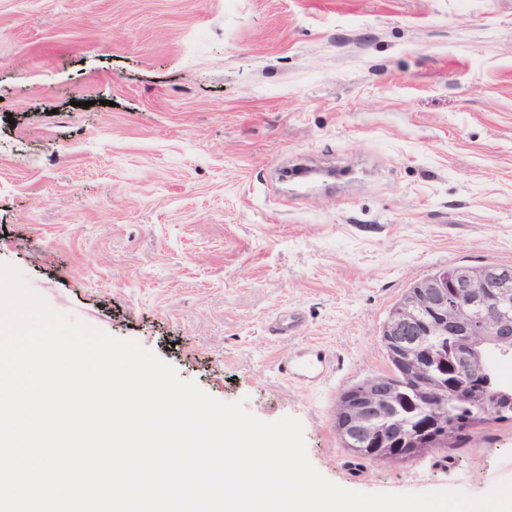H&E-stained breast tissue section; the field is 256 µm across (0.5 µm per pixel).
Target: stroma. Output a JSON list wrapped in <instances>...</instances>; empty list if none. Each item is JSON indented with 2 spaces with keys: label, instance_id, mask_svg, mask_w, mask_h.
I'll return each mask as SVG.
<instances>
[{
  "label": "stroma",
  "instance_id": "obj_1",
  "mask_svg": "<svg viewBox=\"0 0 512 512\" xmlns=\"http://www.w3.org/2000/svg\"><path fill=\"white\" fill-rule=\"evenodd\" d=\"M0 264L364 493L512 479V420L355 459L343 391L451 266L512 265V0H0ZM323 347L312 386L278 360Z\"/></svg>",
  "mask_w": 512,
  "mask_h": 512
}]
</instances>
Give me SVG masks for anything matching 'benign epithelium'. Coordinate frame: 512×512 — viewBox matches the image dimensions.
Listing matches in <instances>:
<instances>
[{"mask_svg": "<svg viewBox=\"0 0 512 512\" xmlns=\"http://www.w3.org/2000/svg\"><path fill=\"white\" fill-rule=\"evenodd\" d=\"M511 300V267L446 269L412 288L385 323L383 341L399 369L418 378L426 363L424 337L467 336L469 340L454 345L449 357L451 367L460 372L475 363L481 340L490 338L503 352H512V316L503 311V304ZM500 396L496 388L486 387L476 405L478 412L501 413L496 403ZM432 400L428 414L433 438L447 435L448 418L471 409L454 385L436 388ZM395 407L394 387L382 375L367 378L360 390L343 392L338 400L337 418L344 437L362 438L375 450L392 449L383 454L384 461L401 459L403 448L413 446L416 439L395 427L387 431L377 425L379 418Z\"/></svg>", "mask_w": 512, "mask_h": 512, "instance_id": "obj_1", "label": "benign epithelium"}]
</instances>
